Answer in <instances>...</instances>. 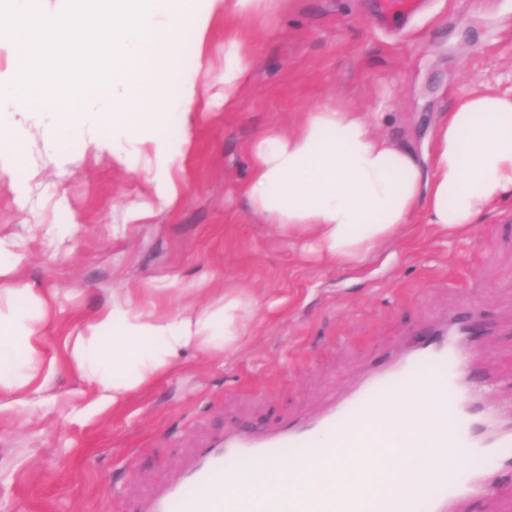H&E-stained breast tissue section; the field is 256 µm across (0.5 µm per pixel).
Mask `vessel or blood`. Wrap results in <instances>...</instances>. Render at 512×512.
Segmentation results:
<instances>
[{
	"instance_id": "vessel-or-blood-1",
	"label": "vessel or blood",
	"mask_w": 512,
	"mask_h": 512,
	"mask_svg": "<svg viewBox=\"0 0 512 512\" xmlns=\"http://www.w3.org/2000/svg\"><path fill=\"white\" fill-rule=\"evenodd\" d=\"M418 7L419 0H380L390 19L410 17ZM471 312L464 303L432 317L427 328L402 335L385 361L369 362L348 388L328 390L313 414L260 433L232 429L202 440L182 479L149 494L142 512H222L224 493L241 487L236 463L286 455L294 465H311L322 449L336 450L345 428L359 421L399 447L421 451L401 470L397 492L375 498L373 512H456L473 497L493 495L492 475L512 469V421L485 399L500 381L479 380L469 372L465 341L476 333ZM420 383L440 400L439 412L398 436L383 406L395 399L415 404ZM444 448L454 450L459 467L441 464Z\"/></svg>"
}]
</instances>
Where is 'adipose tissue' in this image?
<instances>
[{
  "mask_svg": "<svg viewBox=\"0 0 512 512\" xmlns=\"http://www.w3.org/2000/svg\"><path fill=\"white\" fill-rule=\"evenodd\" d=\"M278 0H78L66 9L49 0H8L15 26L0 40L22 56L0 70V175L12 176L20 209L32 203L30 180L15 178L17 151L27 133L20 115L37 117L45 152L60 166L73 141L109 155L115 165L144 175L138 201L124 221L144 224L174 210L180 179L202 112L211 101L233 108L253 68L243 25L264 21ZM224 34L219 88L203 77L213 65L207 45L217 20ZM193 36L191 63L178 67L183 31ZM385 115L346 103L301 113L293 127L273 130L249 147L250 175L242 192L262 223L289 240H309L318 258L355 269L385 252L401 230L425 212L439 235L468 233L494 205L512 199V91L486 90L462 98L438 120L432 147L382 133ZM25 259L19 243L0 237V395L30 408L47 388L55 360L41 351L43 296L16 279ZM253 293L225 289L201 307L158 311L116 289L86 324L68 362L94 387L97 409L124 404L169 373L189 351L237 349L252 321ZM371 459L362 476L357 462ZM409 449L368 447L346 433L335 456L313 466L268 462L269 483L242 472L243 494L224 499V512H272L295 501L300 512H347L348 494L372 497L394 480Z\"/></svg>",
  "mask_w": 512,
  "mask_h": 512,
  "instance_id": "1",
  "label": "adipose tissue"
}]
</instances>
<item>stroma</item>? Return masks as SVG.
<instances>
[{"label": "stroma", "instance_id": "35a3bbf8", "mask_svg": "<svg viewBox=\"0 0 512 512\" xmlns=\"http://www.w3.org/2000/svg\"><path fill=\"white\" fill-rule=\"evenodd\" d=\"M425 2L405 29L389 30L377 0H280L249 28L253 74L236 108L200 119L180 207L150 223L124 222L140 174L75 142L61 169L40 137L26 142L15 176H34L47 196L19 212L0 178V235L30 241L18 277L49 299L42 350L57 368L39 405L0 413V512H137L139 497L179 477L200 436L317 411L329 384L346 387L403 331L461 302L495 323L474 369L512 379V202L457 238L418 215L393 257L342 270L260 223L240 191L252 141L313 105L387 103L386 129L422 148L461 96L512 86V0ZM55 224L69 225L64 239ZM172 279L185 292L170 313L250 288L257 307L242 344L187 352L123 405L95 409L69 347L113 289L147 302L150 287Z\"/></svg>", "mask_w": 512, "mask_h": 512}]
</instances>
